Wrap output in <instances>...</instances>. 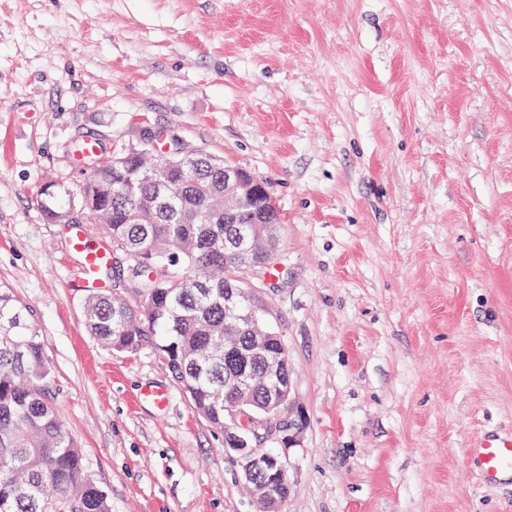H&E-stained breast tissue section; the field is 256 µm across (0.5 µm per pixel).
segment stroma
I'll list each match as a JSON object with an SVG mask.
<instances>
[{
    "instance_id": "1",
    "label": "stroma",
    "mask_w": 512,
    "mask_h": 512,
    "mask_svg": "<svg viewBox=\"0 0 512 512\" xmlns=\"http://www.w3.org/2000/svg\"><path fill=\"white\" fill-rule=\"evenodd\" d=\"M164 130L267 182L251 309L288 353L281 512H512L465 465L512 429V0H0V289L110 512H257L154 343L87 332L48 181ZM166 389L160 411L139 399Z\"/></svg>"
}]
</instances>
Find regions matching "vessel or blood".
Returning <instances> with one entry per match:
<instances>
[{"label": "vessel or blood", "mask_w": 512, "mask_h": 512, "mask_svg": "<svg viewBox=\"0 0 512 512\" xmlns=\"http://www.w3.org/2000/svg\"><path fill=\"white\" fill-rule=\"evenodd\" d=\"M69 245L82 258L80 267L71 275V286L95 284L96 272L110 261L108 250L79 227L72 229ZM467 464L483 484H512V433L483 430L468 446Z\"/></svg>", "instance_id": "1"}]
</instances>
